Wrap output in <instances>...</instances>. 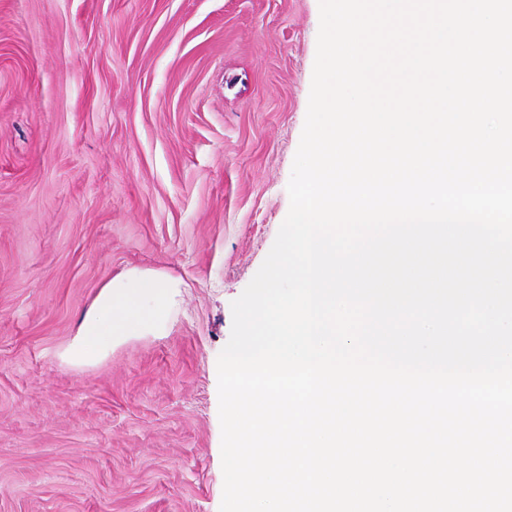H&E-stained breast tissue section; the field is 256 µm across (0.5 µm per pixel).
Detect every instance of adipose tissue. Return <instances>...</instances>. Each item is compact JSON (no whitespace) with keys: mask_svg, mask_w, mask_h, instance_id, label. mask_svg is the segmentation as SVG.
I'll return each mask as SVG.
<instances>
[{"mask_svg":"<svg viewBox=\"0 0 512 512\" xmlns=\"http://www.w3.org/2000/svg\"><path fill=\"white\" fill-rule=\"evenodd\" d=\"M182 286L180 279L158 270L122 271L99 288L63 359L88 366L129 339L166 335Z\"/></svg>","mask_w":512,"mask_h":512,"instance_id":"obj_1","label":"adipose tissue"}]
</instances>
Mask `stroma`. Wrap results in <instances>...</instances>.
<instances>
[{
  "instance_id": "obj_1",
  "label": "stroma",
  "mask_w": 512,
  "mask_h": 512,
  "mask_svg": "<svg viewBox=\"0 0 512 512\" xmlns=\"http://www.w3.org/2000/svg\"><path fill=\"white\" fill-rule=\"evenodd\" d=\"M319 0H0V512H220L218 356L268 255ZM167 335L62 352L129 267Z\"/></svg>"
}]
</instances>
